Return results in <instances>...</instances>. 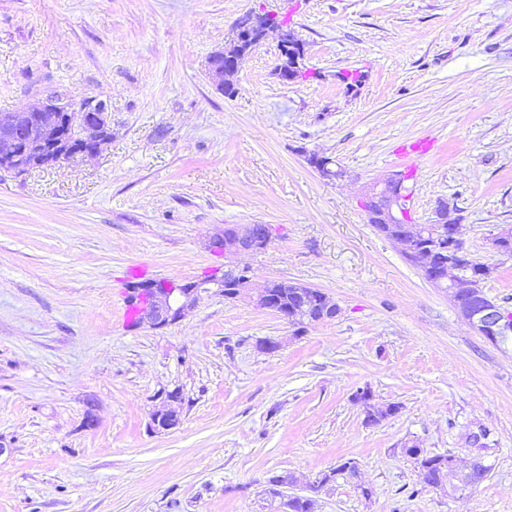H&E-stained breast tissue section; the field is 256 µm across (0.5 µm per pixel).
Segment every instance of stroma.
Returning a JSON list of instances; mask_svg holds the SVG:
<instances>
[{
  "instance_id": "obj_1",
  "label": "stroma",
  "mask_w": 512,
  "mask_h": 512,
  "mask_svg": "<svg viewBox=\"0 0 512 512\" xmlns=\"http://www.w3.org/2000/svg\"><path fill=\"white\" fill-rule=\"evenodd\" d=\"M255 12L290 20L316 78L281 81L271 33L216 88L210 55ZM55 89L107 100L112 139L0 171V512H280L264 489L288 473L312 512H512V340L478 335L362 206L404 172L414 223L456 206L512 311L490 245L512 227V0H0V112ZM423 138L433 153L397 156ZM228 224L274 228L234 258L255 285H308L339 315L292 326L211 289L164 327L123 319L129 265L201 280ZM366 387L399 412L366 424ZM171 392L179 423L156 430ZM408 441L487 478L423 486ZM349 459L371 499L342 478L308 493Z\"/></svg>"
}]
</instances>
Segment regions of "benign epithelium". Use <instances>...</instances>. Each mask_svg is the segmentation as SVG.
<instances>
[{
	"label": "benign epithelium",
	"instance_id": "obj_1",
	"mask_svg": "<svg viewBox=\"0 0 512 512\" xmlns=\"http://www.w3.org/2000/svg\"><path fill=\"white\" fill-rule=\"evenodd\" d=\"M278 35L282 55L296 62L303 58V47L286 39L285 25L266 24ZM213 53L208 60L210 78L220 88L238 69L240 58ZM109 124L108 106L103 100L85 97L74 100L67 94L53 91L31 103L19 112L0 115V154L29 169L58 162L60 151L72 144L71 134L78 137L81 153L93 158L101 153L108 142L106 128ZM401 178L394 175L384 186L372 192L365 200L366 215L371 224L387 225L388 239L403 246L410 257L426 274V279L444 289L454 301L460 315L475 332L497 344L512 339V313L490 301L484 291L492 278L493 268L487 264L475 274H463L459 260L469 258L461 238V225L448 218V204L442 202L435 210L434 219L427 224H406L401 217ZM273 237L270 224H234L224 226L214 237L212 246L224 254L239 255L264 250ZM292 288L306 301L320 297L321 316L312 319L298 308L280 307L273 297V288ZM215 288L228 298H235L252 289L247 270L229 262L224 273L199 281L180 282L163 279L132 287L139 313L137 323L153 328L163 327L179 319L190 308L200 290ZM256 303L288 321L322 322L334 319L339 306L318 289L287 279L274 280L256 295Z\"/></svg>",
	"mask_w": 512,
	"mask_h": 512
}]
</instances>
